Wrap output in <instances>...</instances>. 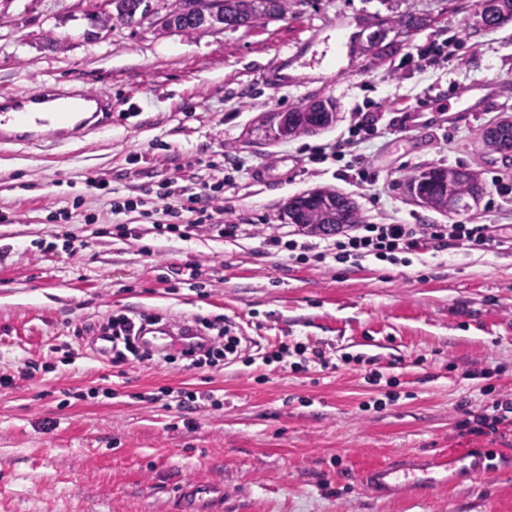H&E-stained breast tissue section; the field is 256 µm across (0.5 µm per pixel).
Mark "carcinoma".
Instances as JSON below:
<instances>
[{"label": "carcinoma", "mask_w": 512, "mask_h": 512, "mask_svg": "<svg viewBox=\"0 0 512 512\" xmlns=\"http://www.w3.org/2000/svg\"><path fill=\"white\" fill-rule=\"evenodd\" d=\"M490 9L482 12V23L496 27L512 20V0H490ZM115 11L89 18L92 26L105 29L112 21L127 24L145 20L163 30L193 34L201 30V19L208 16L226 28H251L271 20L286 18L291 0H173L161 15L150 8L148 0H110ZM428 17L400 16L390 20L391 28L400 34L430 25ZM334 117L333 106L319 100L289 112H268L262 128L264 137L288 139L301 133H314L327 127ZM483 141L497 150H512V122H499L482 132ZM412 194L426 207L459 209L467 207L465 197L478 192L474 176L455 167H435L420 171L409 178ZM344 197L326 190L301 195L288 205L292 223L322 231H332L339 224H356L358 216Z\"/></svg>", "instance_id": "obj_1"}]
</instances>
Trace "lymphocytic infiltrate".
I'll return each mask as SVG.
<instances>
[{
	"label": "lymphocytic infiltrate",
	"instance_id": "f902f5d3",
	"mask_svg": "<svg viewBox=\"0 0 512 512\" xmlns=\"http://www.w3.org/2000/svg\"><path fill=\"white\" fill-rule=\"evenodd\" d=\"M378 131L368 118H361L350 126L346 135L336 141L317 145L309 156L310 162L322 163L330 159L346 161L356 183L369 179L363 144L377 138ZM231 178L216 183H202L199 190L190 194L173 193L168 185H159L154 195L133 200H111V211L120 214L135 208L141 209L144 218L150 219L157 234L176 233L180 237L205 232L216 238H234L242 234L238 224L224 221V212L216 200L221 191L232 186ZM499 225L485 223L482 217H470L450 224H356L351 230H339L322 241L300 240L274 235L270 244L287 250L289 258L298 261L323 263L334 261L353 267L375 259L390 263L408 262L410 257H422L451 247H466L470 251H484L499 237ZM152 315H132L121 311L112 314L98 331L112 338V361L124 363L128 359L139 362L149 360V353L140 351L134 342L138 326L155 323ZM201 332L208 336L206 349L188 358L187 368L202 365L220 366L228 354L237 350L239 341L231 336L228 328L212 323H202Z\"/></svg>",
	"mask_w": 512,
	"mask_h": 512
}]
</instances>
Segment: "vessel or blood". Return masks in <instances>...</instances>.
<instances>
[{"instance_id": "vessel-or-blood-1", "label": "vessel or blood", "mask_w": 512, "mask_h": 512, "mask_svg": "<svg viewBox=\"0 0 512 512\" xmlns=\"http://www.w3.org/2000/svg\"><path fill=\"white\" fill-rule=\"evenodd\" d=\"M55 100L62 101V111H39V104ZM111 124V99L92 98L82 90L47 84L33 92H0V145H59L74 131L88 135ZM138 341L152 353L162 355L199 348L206 339L196 335L187 323L179 322L145 328L140 331ZM223 495L220 485L198 481L185 482L178 490L183 512H212L214 503Z\"/></svg>"}]
</instances>
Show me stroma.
I'll use <instances>...</instances> for the list:
<instances>
[{
    "label": "stroma",
    "mask_w": 512,
    "mask_h": 512,
    "mask_svg": "<svg viewBox=\"0 0 512 512\" xmlns=\"http://www.w3.org/2000/svg\"><path fill=\"white\" fill-rule=\"evenodd\" d=\"M94 0H0V90L57 83L111 98L110 132L60 146H0V512H177L191 478L224 484V512H512V422L466 430V416L512 402V232L489 251L451 248L412 263L305 264L268 243L292 230L291 198L329 189L361 222L446 224L472 214L498 224L490 181L512 159L482 130L512 120V21L484 28L476 0H294L282 21L184 35L149 23L87 19ZM432 18L401 48L375 57L369 37L388 18ZM451 60L419 67L434 43ZM303 46L288 87L262 73ZM505 96L480 112L441 106ZM336 117L312 135L272 142L263 113L309 98ZM379 119L367 142L377 179L358 185L329 162L306 169V148L335 140L353 113ZM224 219L249 235L154 233L139 211L112 214L86 182L134 198L147 185L194 189L224 176ZM461 165L482 194L468 209L422 206L406 190L416 171ZM85 242L66 251L52 215ZM135 228L123 237L115 227ZM189 265L200 288L182 281ZM170 321L223 320L242 337L223 366L98 360L82 327L115 311ZM304 355L274 361L280 346ZM331 361L323 367L316 352ZM213 394L192 413L166 391ZM494 456L497 471L458 466L446 483L384 497L365 470L427 464L439 454Z\"/></svg>",
    "instance_id": "obj_1"
}]
</instances>
